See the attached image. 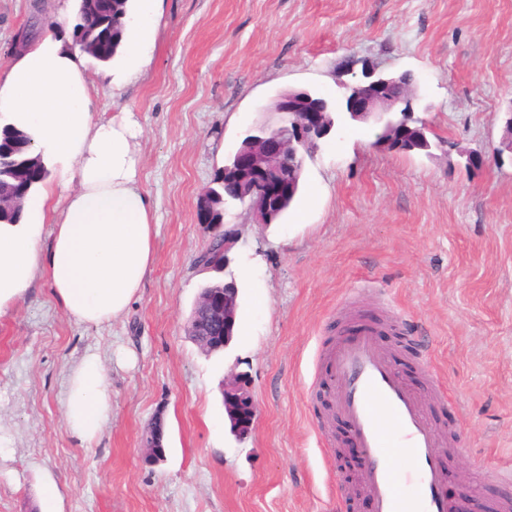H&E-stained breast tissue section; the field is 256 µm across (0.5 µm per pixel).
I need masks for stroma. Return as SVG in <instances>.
<instances>
[{"label": "stroma", "mask_w": 512, "mask_h": 512, "mask_svg": "<svg viewBox=\"0 0 512 512\" xmlns=\"http://www.w3.org/2000/svg\"><path fill=\"white\" fill-rule=\"evenodd\" d=\"M57 8L0 0V66L26 29L70 40ZM366 65L416 76L431 153L377 149L376 125L341 117L285 218L264 227L226 204L225 224L243 227L237 331L205 353L186 333L217 278L197 264L213 234L200 195L250 129L280 124L278 92L337 104ZM88 76L98 111L140 125L154 262L127 312L100 327L70 319L41 280L0 315V512H371L337 494L348 424L333 422L330 444L319 432L320 352L355 314L381 323L378 343L454 448L446 493L512 498L498 478L512 469V156L495 153L512 114V0H164L141 73L115 94L97 66ZM89 352L107 366L112 417L86 444L65 427L64 398ZM233 371L257 408L243 439L221 394ZM158 420L166 460L151 466L140 438Z\"/></svg>", "instance_id": "1"}]
</instances>
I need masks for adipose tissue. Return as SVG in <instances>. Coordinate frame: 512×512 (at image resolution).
<instances>
[{
  "instance_id": "obj_1",
  "label": "adipose tissue",
  "mask_w": 512,
  "mask_h": 512,
  "mask_svg": "<svg viewBox=\"0 0 512 512\" xmlns=\"http://www.w3.org/2000/svg\"><path fill=\"white\" fill-rule=\"evenodd\" d=\"M162 0H133L125 39L106 71H136L149 58ZM88 56L53 32L0 70V119L26 132L57 171L35 186L18 224H0V311L20 301L36 276L72 320L98 327L124 315L154 260V214L138 179L133 113L103 120L88 82ZM112 415L101 357L84 354L68 371V432L96 439Z\"/></svg>"
}]
</instances>
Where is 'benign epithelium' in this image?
I'll use <instances>...</instances> for the list:
<instances>
[{"instance_id":"7a95c632","label":"benign epithelium","mask_w":512,"mask_h":512,"mask_svg":"<svg viewBox=\"0 0 512 512\" xmlns=\"http://www.w3.org/2000/svg\"><path fill=\"white\" fill-rule=\"evenodd\" d=\"M412 75L406 71L390 74L375 67L362 70V78L342 83L345 89L340 111L355 122L374 120L382 124L376 144L387 151L403 149L406 152L429 151L431 143L426 136L425 123L413 122V86L403 83ZM272 111L283 115L282 123L274 128H259L246 136L224 163V196L246 205L255 223L274 222L277 211L273 200H285L296 194L298 179L294 161L299 153L314 150L319 140L335 128L333 110L327 99L316 98L306 89H290L273 105ZM43 172L29 165L15 178L0 207L6 205L23 210L31 185ZM241 236L238 228H227L224 236L212 238L202 254L204 265L213 254L224 256L229 266V253ZM239 288L235 280H224L205 289L199 297L198 311L206 318L224 325V336L210 349L227 347L237 327ZM224 412L231 432L238 438L247 437L253 430L256 406L252 398L248 375L233 373L224 379ZM145 458L151 464L165 461L163 437L149 427L142 437Z\"/></svg>"}]
</instances>
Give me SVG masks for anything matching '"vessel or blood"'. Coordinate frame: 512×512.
<instances>
[{
  "label": "vessel or blood",
  "mask_w": 512,
  "mask_h": 512,
  "mask_svg": "<svg viewBox=\"0 0 512 512\" xmlns=\"http://www.w3.org/2000/svg\"><path fill=\"white\" fill-rule=\"evenodd\" d=\"M377 331L358 324L354 338L328 344L320 354L338 382L331 404L361 448V482L372 512H448L441 491L444 442L423 398L395 370Z\"/></svg>",
  "instance_id": "vessel-or-blood-1"
}]
</instances>
